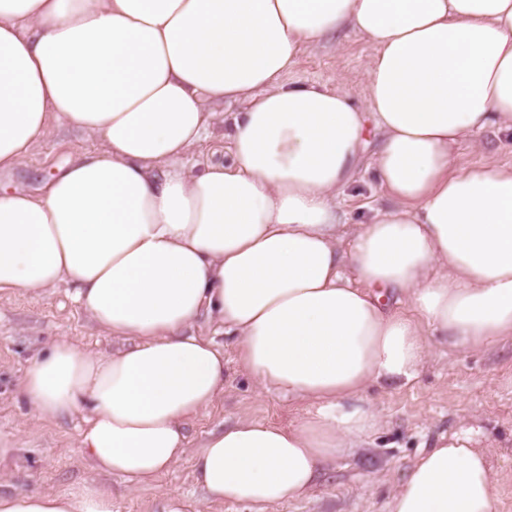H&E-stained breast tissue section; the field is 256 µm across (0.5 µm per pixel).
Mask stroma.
<instances>
[{
	"instance_id": "35a3bbf8",
	"label": "stroma",
	"mask_w": 512,
	"mask_h": 512,
	"mask_svg": "<svg viewBox=\"0 0 512 512\" xmlns=\"http://www.w3.org/2000/svg\"><path fill=\"white\" fill-rule=\"evenodd\" d=\"M371 53L365 37L345 29L302 53L297 75L350 91L360 104ZM92 146V139L80 132L50 128L44 143L15 172L13 182L36 190L58 165ZM483 158L512 168V132L490 130L479 145L462 143L455 165L460 168ZM340 204L350 233L374 210L390 208L392 202L373 167L366 165L345 189ZM73 291L72 285L63 283L40 297L20 292L0 298V443L17 450L11 461L0 464L1 494L59 489L93 476L77 446L78 419H33L17 397L30 357L55 340L66 338L95 352L115 347L112 337L91 327L73 302ZM220 342L224 393L189 422L191 446H198L210 430L241 417L288 427L306 413L305 405L285 395L258 391L237 367L232 337H221ZM365 398L379 413V426L367 443L329 463L323 480L306 497L269 512H388L393 493L417 456L464 423L480 426L488 436L492 466L499 475L496 512H512V339L466 351L432 337L415 380L401 387L373 384ZM192 464L191 456H184L154 485L140 489L111 477L115 512H166L175 495L192 501L194 512H253L243 503L205 501L194 483Z\"/></svg>"
}]
</instances>
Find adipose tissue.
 <instances>
[{"label":"adipose tissue","instance_id":"1","mask_svg":"<svg viewBox=\"0 0 512 512\" xmlns=\"http://www.w3.org/2000/svg\"><path fill=\"white\" fill-rule=\"evenodd\" d=\"M347 27L374 49L363 108L294 76ZM231 102L244 109L213 138ZM370 123L393 206L344 250L336 194ZM53 126L97 144L38 192L0 186V297L74 283L121 346L63 339L30 360L22 400L41 420L82 417L97 476L0 494V512H113L107 476L167 473L224 391V349L199 319L234 336L260 389L312 406L199 445L206 501L255 512L306 496L370 438L365 390L415 379L428 332L467 351L512 339V170L454 162L462 141L512 129V0H0V177ZM481 437L441 436L390 512H495Z\"/></svg>","mask_w":512,"mask_h":512}]
</instances>
